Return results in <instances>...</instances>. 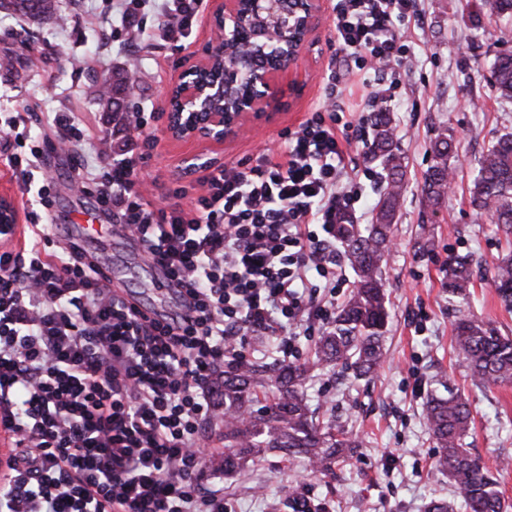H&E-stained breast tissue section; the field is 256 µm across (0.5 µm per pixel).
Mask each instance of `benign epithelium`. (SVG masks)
<instances>
[{
  "instance_id": "obj_1",
  "label": "benign epithelium",
  "mask_w": 512,
  "mask_h": 512,
  "mask_svg": "<svg viewBox=\"0 0 512 512\" xmlns=\"http://www.w3.org/2000/svg\"><path fill=\"white\" fill-rule=\"evenodd\" d=\"M321 10V0H213L207 17L213 39L167 92L169 140L218 150L245 123L273 119L283 105L284 76L290 75L288 87L298 85L297 63ZM21 223L16 198L0 193L5 243Z\"/></svg>"
}]
</instances>
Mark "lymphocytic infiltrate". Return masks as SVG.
<instances>
[{"label": "lymphocytic infiltrate", "mask_w": 512, "mask_h": 512, "mask_svg": "<svg viewBox=\"0 0 512 512\" xmlns=\"http://www.w3.org/2000/svg\"><path fill=\"white\" fill-rule=\"evenodd\" d=\"M206 0H112L130 33L154 15L181 42ZM336 52L321 105L266 150L198 177L191 209L137 187L142 156L112 162L95 186L113 233L134 238L183 310L144 309L101 273L87 245L30 211L20 249L0 251V430L14 449L0 474V512H226L224 493L196 474L223 419L214 383L267 339L279 358L330 322L343 278L341 213L361 202L346 157L366 118L344 102L342 77L364 102L387 101L379 74L406 51L416 0H334ZM43 140H83L88 120L47 117Z\"/></svg>", "instance_id": "1"}]
</instances>
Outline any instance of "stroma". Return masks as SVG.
Returning <instances> with one entry per match:
<instances>
[{"mask_svg": "<svg viewBox=\"0 0 512 512\" xmlns=\"http://www.w3.org/2000/svg\"><path fill=\"white\" fill-rule=\"evenodd\" d=\"M325 9L311 47L300 60V83L284 96L276 119L243 128L225 141L221 163L279 148V133L295 127L318 107L328 62L334 53L332 0ZM54 15L26 18L0 10V113L18 112L26 120L21 140L12 148L21 154L43 150L41 123L49 112H85L99 117L96 137L81 141L74 156L47 153L51 177L47 188L49 212L63 224H108L92 186L77 176L75 157H93L100 139L112 128L103 121L98 98L104 79L134 70L136 97L125 98L126 110L151 113L153 140L136 138L135 153L147 163L140 188L150 197L190 188L197 171L182 157L188 147L169 142L163 112L169 87L188 58L202 57L210 39L206 27L194 29L187 50L176 51L152 26L133 42L124 32L101 27L112 10L111 0H55ZM419 19L408 31L407 62L395 66L398 101L388 104L406 165L401 206L393 226V244L383 269L388 294L389 331L386 361L378 374L357 380L351 373L314 370L303 385L310 407H323L338 425L352 430L359 448L334 475L313 472L306 463L285 462L275 453L247 462L243 471L224 474L204 464L198 482L223 489L232 512H426L434 499L458 502L454 486L437 472L435 441L423 420L428 393L450 382L470 399L474 423L466 443L500 483L512 506V382L486 390L474 387L453 343V324L463 315L492 323L512 337V309L499 300L487 279H478L470 304L454 308L442 286L450 256L472 254L493 260L505 247L495 225L473 214L469 204L470 174L481 152L502 133L512 131V101L496 96L483 63L496 52L512 50V22L482 16L473 25L465 0H420ZM447 130L456 145L449 164L456 177L435 223L421 222V185L431 163L429 144L437 130ZM348 168L372 170L376 178L365 186L367 209L356 211V223L372 219L370 205L385 185V173L369 158L366 143L353 146ZM432 238V253L418 251L422 238ZM100 262L111 263L117 284L140 303L163 314L175 313V293L153 286L155 271L134 247L114 240Z\"/></svg>", "mask_w": 512, "mask_h": 512, "instance_id": "1", "label": "stroma"}]
</instances>
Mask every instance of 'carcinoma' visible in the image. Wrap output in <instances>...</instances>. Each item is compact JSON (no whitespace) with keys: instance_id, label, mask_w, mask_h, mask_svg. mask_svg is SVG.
Masks as SVG:
<instances>
[{"instance_id":"cac0c4a2","label":"carcinoma","mask_w":512,"mask_h":512,"mask_svg":"<svg viewBox=\"0 0 512 512\" xmlns=\"http://www.w3.org/2000/svg\"><path fill=\"white\" fill-rule=\"evenodd\" d=\"M499 19L512 20V0H481ZM0 9L30 17L54 13V0H0ZM489 81L498 97L512 100V51L496 53L488 63ZM120 83H104L99 97L110 111H120L116 93ZM371 159L386 172L385 186L373 207L370 224H356L343 214L336 225V240L344 247L355 279L349 300L342 306L315 347L314 357L301 364L277 365L246 360L224 372L219 400L224 404V458L212 464L226 472L244 468L247 459L277 451L290 461L305 459L322 472L332 470L339 459L359 446L353 433L320 417L309 409L303 381L320 367L352 371L369 378L381 367L389 313L383 288L382 266L392 242V226L400 205L405 176L403 157L388 112H375L371 119ZM431 165L421 188L423 216L435 218L455 180L448 159L454 144L440 131L430 145ZM470 205L498 226L508 252L497 256L490 284L505 304H512V133H505L477 160L476 174L469 185ZM473 259L448 260L444 284L448 298L466 299L473 287ZM455 349L470 371L474 386L512 382V338L502 336L490 324L460 317L454 324ZM425 425L440 452L435 468L456 487L464 512H504L499 482L469 451L464 440L471 429L468 400L460 392L442 396L431 393L424 404Z\"/></svg>"}]
</instances>
